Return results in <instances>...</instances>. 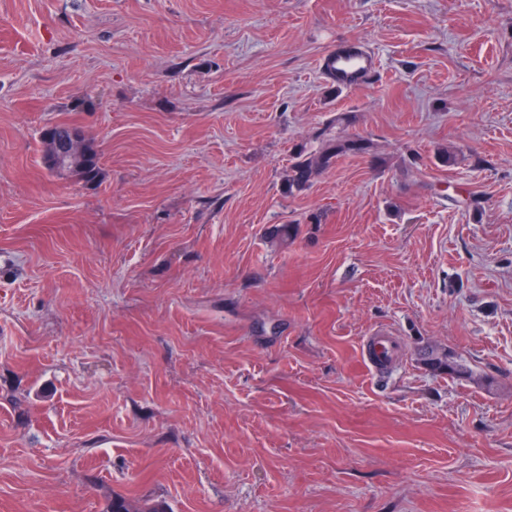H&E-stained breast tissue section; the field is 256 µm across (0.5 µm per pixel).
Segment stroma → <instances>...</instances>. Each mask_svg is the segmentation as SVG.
<instances>
[{"label": "stroma", "mask_w": 512, "mask_h": 512, "mask_svg": "<svg viewBox=\"0 0 512 512\" xmlns=\"http://www.w3.org/2000/svg\"><path fill=\"white\" fill-rule=\"evenodd\" d=\"M342 39L375 82L322 78ZM117 494L512 512V0H0V512ZM47 158L57 172L64 173L86 153V144L79 127L54 125L44 136ZM366 142L361 138L328 140L319 150L311 153L299 152L294 162L282 177V191L286 196L308 188L316 175L325 171L336 158L349 152H362ZM87 159L84 169L78 175L85 184H95L101 175L100 152L93 141L87 142ZM396 348V338L390 333H376L370 336L362 348L365 365L371 373L379 374L391 364ZM426 364L435 372L462 376L468 372L467 367L452 357L448 352L431 349L426 353Z\"/></svg>", "instance_id": "35a3bbf8"}]
</instances>
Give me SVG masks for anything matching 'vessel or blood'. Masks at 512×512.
Listing matches in <instances>:
<instances>
[{
    "mask_svg": "<svg viewBox=\"0 0 512 512\" xmlns=\"http://www.w3.org/2000/svg\"><path fill=\"white\" fill-rule=\"evenodd\" d=\"M376 54L360 40L345 39L327 51L321 61V72L327 82L342 89L360 87L378 76ZM395 336L378 333L369 337L362 348V357L371 373L387 368L396 352Z\"/></svg>",
    "mask_w": 512,
    "mask_h": 512,
    "instance_id": "obj_1",
    "label": "vessel or blood"
}]
</instances>
